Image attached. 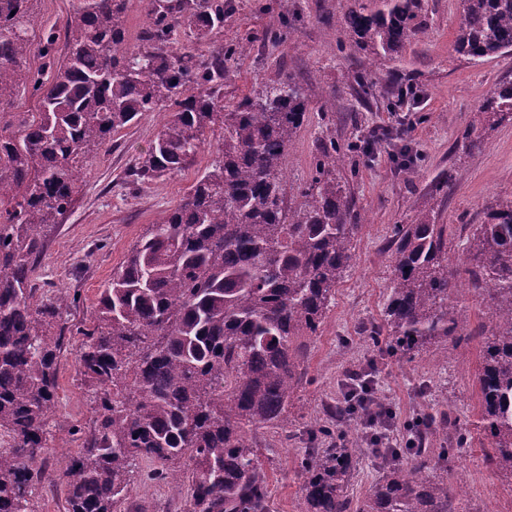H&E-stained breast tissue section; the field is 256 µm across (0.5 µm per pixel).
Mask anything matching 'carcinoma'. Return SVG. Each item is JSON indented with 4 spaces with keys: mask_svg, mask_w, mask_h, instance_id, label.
<instances>
[{
    "mask_svg": "<svg viewBox=\"0 0 512 512\" xmlns=\"http://www.w3.org/2000/svg\"><path fill=\"white\" fill-rule=\"evenodd\" d=\"M130 0H72L67 52L50 81L23 66L31 50L29 0H0V101L19 83L40 95L41 112L0 137V512H35L34 464L46 449L56 406L57 355L73 304L59 291L35 299L32 273L42 228L58 223L90 162L112 135L145 112L166 118L128 177L149 182L181 172L208 137L217 153L178 205L128 250L101 289L93 328L77 351L95 416L83 448L60 475L68 512H114L129 493L132 466L152 459L155 476L186 512H269L268 476L247 430L292 415L303 372L299 338L316 335L353 260L351 200L336 169L373 152L355 140L322 146L305 203L284 205L282 158L307 101L287 76L224 106V69L255 49L248 32L220 50L190 54L180 34L201 40L224 24V0H151L141 43L127 45ZM417 0H383L366 14L344 0L353 33L340 51L391 55L423 30ZM456 50L473 58L512 51V0H459ZM489 127L512 122V84L478 108ZM421 217L393 228L391 286L377 322L362 334L382 355L412 360L433 345L464 340L467 314L449 265L448 226ZM465 272L485 304L476 429L491 440L484 465L512 476V199L490 206L466 247ZM347 383L329 410L336 426L362 430ZM448 418L412 426L414 445L375 457L382 475L362 500L347 489L363 449L308 448L300 512H455L459 489L441 474L451 449L439 443Z\"/></svg>",
    "mask_w": 512,
    "mask_h": 512,
    "instance_id": "cac0c4a2",
    "label": "carcinoma"
}]
</instances>
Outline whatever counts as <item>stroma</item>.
<instances>
[{"mask_svg":"<svg viewBox=\"0 0 512 512\" xmlns=\"http://www.w3.org/2000/svg\"><path fill=\"white\" fill-rule=\"evenodd\" d=\"M339 0H232L224 25L202 42L181 40L180 48L206 53L256 32L261 42L224 74V104L292 75L304 90L308 112L282 159L287 198L303 202L315 159L324 142L343 144L382 132L370 157L356 168L339 169L355 212L364 216L352 240L354 259L336 286L332 307L316 336L306 340V376L298 395L302 416L285 426L251 428L248 439L267 472L270 512H299L304 476L303 452L311 433L329 418L327 408L341 398L349 370L376 363L377 391L390 405L392 434L403 438L404 426L418 415L442 410L457 427L477 419L482 347L477 333L487 321L486 308L474 295L467 275L456 279L458 297L470 318V341L449 345L447 354L423 351L413 362L398 364L374 358L359 334L361 322L380 319L391 285L389 239L397 224L413 223L427 196L442 188L431 215L448 227L449 256L461 264L473 225L484 223L485 210L512 199V124L488 126L480 104L501 83L512 81V52L472 58L456 52L459 0H420L419 39L386 57L363 51L341 52L350 42L349 28L330 29L327 17L339 12ZM292 19L296 28L284 43L266 40L265 32ZM369 88H362V78ZM410 83L415 96L396 103V85ZM395 110H388V103ZM162 115L148 112L121 130L112 144L89 165L84 183L60 223L44 228L45 250L33 284L43 299L64 289L72 305L57 363V405L47 427L45 453L36 466L45 472L34 489L37 512H67L58 482L89 432L93 413L91 388L79 375L76 350L91 329L101 288L111 279L130 246L173 208L216 151L208 142L194 161L175 175L131 184L128 168L152 145ZM480 137L473 149L469 140ZM488 444L475 435L467 448L449 457L448 482L463 487L457 512H512V480L495 475L482 462ZM160 465L137 461L129 494L117 512H184L183 494L156 478Z\"/></svg>","mask_w":512,"mask_h":512,"instance_id":"1","label":"stroma"}]
</instances>
